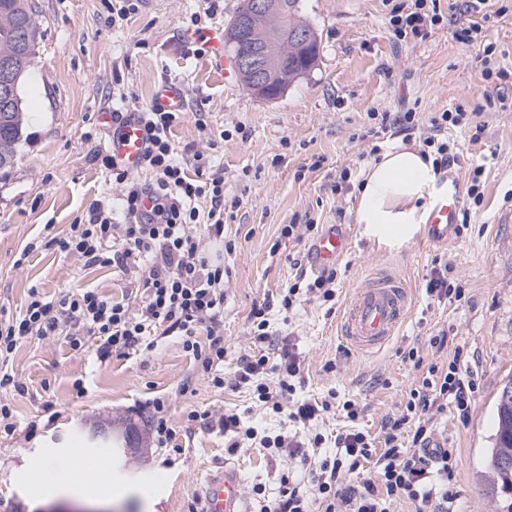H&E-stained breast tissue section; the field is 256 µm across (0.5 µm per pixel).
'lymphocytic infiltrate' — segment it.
I'll list each match as a JSON object with an SVG mask.
<instances>
[{"label": "lymphocytic infiltrate", "mask_w": 512, "mask_h": 512, "mask_svg": "<svg viewBox=\"0 0 512 512\" xmlns=\"http://www.w3.org/2000/svg\"><path fill=\"white\" fill-rule=\"evenodd\" d=\"M436 0H397L389 22L397 39L426 37L443 23ZM177 112L155 107L143 112L146 134L142 167L150 181L137 180L111 155L102 166L116 196H104L76 216L66 236L47 237L28 243L26 253L58 248L75 256L84 267L112 266L139 272L134 295L116 300L87 288H70L53 298L31 289L18 315L0 308V390L22 393L26 387L8 370L17 346L25 339L67 337L73 349L91 348L97 361L152 350L158 336L185 337L198 368L214 387L224 385L223 254L205 252L202 242L224 240V176L213 170L208 155L193 147L177 148L170 134L180 120ZM337 273L329 269L313 280L296 277L279 299L291 308L303 296L330 301ZM269 306L251 312L252 353L241 357L234 382L249 386L265 409L286 415L302 425L300 435L259 434L244 426L238 414L222 415L220 425L229 437L226 450L253 444L288 461L289 472L281 477V489L266 498L254 487L259 512H391L393 502L405 499L415 512H454L458 463L456 449L437 435L436 418L454 410L466 420L476 392L469 358L462 347H449L446 334L430 339L436 351L452 348L447 364H424L417 350L408 357L421 378L409 392L401 414L382 425L381 441L356 429L359 408L343 401L341 409L349 426L334 439V456L325 457L322 433L312 427L328 412L329 399H294L295 379L302 363L293 353L283 355L276 377L267 378L266 354L273 339L267 318ZM372 465L373 475L363 473Z\"/></svg>", "instance_id": "lymphocytic-infiltrate-1"}]
</instances>
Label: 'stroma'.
Returning a JSON list of instances; mask_svg holds the SVG:
<instances>
[{
	"label": "stroma",
	"mask_w": 512,
	"mask_h": 512,
	"mask_svg": "<svg viewBox=\"0 0 512 512\" xmlns=\"http://www.w3.org/2000/svg\"><path fill=\"white\" fill-rule=\"evenodd\" d=\"M41 37L26 80V127L18 161L0 174V307L18 312L31 289L51 296L63 288H94L115 298L135 290L138 277L109 267H83L74 256L52 248L20 253L27 243L53 232L66 235L76 215L109 187L99 160L112 129L102 109L127 103L151 104L157 86L177 82L185 114L171 131L177 146L212 149L224 171V379L232 381L241 356L249 353L251 311L288 288L308 271L306 256L315 236L310 224H345L352 231L348 252L336 265V297L302 300L292 309H270L278 346L298 354L303 378L296 397L358 401V425L373 437L389 415L402 411L420 372L405 355L417 349L428 362L444 361L430 336L447 332L474 355L478 385L467 422L442 421L450 447L458 451L456 512H494L495 498L481 477L483 453L494 429V400L512 378V87L504 103L487 104L494 86L485 81L483 49L512 70V0H489L490 15L474 43L454 37L476 21L467 0H441L445 15L425 38L397 40L389 24L390 0H304L301 18L315 28L320 57L309 75L296 80L278 100L253 96L234 70H221L211 54H197L200 37L223 32L239 0H222L204 31L190 23L206 0H141L130 19L113 21L103 0H37ZM418 112L422 136L453 145L454 168L470 181L482 167L481 205L464 199L456 236L448 243L415 240L385 250L358 234L356 197L373 147L387 149L400 136L370 137L385 112ZM462 109L461 126L434 131L431 117ZM296 227L293 237L282 233ZM386 271L409 288L412 307L394 336L369 353L350 349L340 334L345 306L374 274ZM444 272L463 290L461 299L427 294L433 272ZM25 394L7 392L17 426L0 439V512H92L94 477L58 484L40 470L45 457L67 463L73 449L94 453L86 423L124 417L150 422V400H164L176 431L177 449L147 438L139 461L108 458L112 489L126 491L115 512H188L199 500L200 473L222 465L237 469L246 508L253 488L277 493L285 471L261 447L224 451L219 427L188 420L189 411L233 410L245 424L269 433L292 431L284 415L266 413L248 387L218 389L203 377L177 336L157 337L152 350L98 363L90 350H75L66 337L25 340L11 362ZM82 381L84 395L73 384ZM47 420L27 436L25 426Z\"/></svg>",
	"instance_id": "1"
}]
</instances>
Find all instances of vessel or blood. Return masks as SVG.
<instances>
[{
	"mask_svg": "<svg viewBox=\"0 0 512 512\" xmlns=\"http://www.w3.org/2000/svg\"><path fill=\"white\" fill-rule=\"evenodd\" d=\"M154 105L172 112L182 111L184 96L179 85L165 82L156 92ZM104 122L113 123L111 115ZM114 128L108 149L117 162L129 170H137L145 151L143 124L139 112L125 113ZM461 176L448 174L433 193V204L428 214L429 239L448 242L455 235L460 222ZM349 235L341 225L330 224L312 245L308 262L312 270L335 266L346 253ZM410 294L402 281L388 272H380L359 287L345 307L340 332L355 349L370 351L382 346L394 335L406 319ZM201 512H245L241 479L233 468H222L210 473L201 497Z\"/></svg>",
	"mask_w": 512,
	"mask_h": 512,
	"instance_id": "1",
	"label": "vessel or blood"
}]
</instances>
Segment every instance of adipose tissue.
Returning <instances> with one entry per match:
<instances>
[{"mask_svg": "<svg viewBox=\"0 0 512 512\" xmlns=\"http://www.w3.org/2000/svg\"><path fill=\"white\" fill-rule=\"evenodd\" d=\"M436 183L431 160L399 145L367 170L357 196L355 221L365 237L398 247L425 222L426 200Z\"/></svg>", "mask_w": 512, "mask_h": 512, "instance_id": "adipose-tissue-1", "label": "adipose tissue"}]
</instances>
